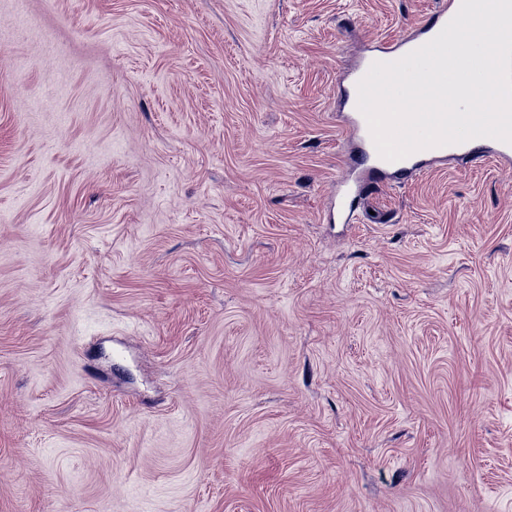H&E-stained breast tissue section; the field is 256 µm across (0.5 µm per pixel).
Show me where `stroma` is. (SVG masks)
<instances>
[{
	"mask_svg": "<svg viewBox=\"0 0 512 512\" xmlns=\"http://www.w3.org/2000/svg\"><path fill=\"white\" fill-rule=\"evenodd\" d=\"M442 3L0 0V512H512V161L327 220Z\"/></svg>",
	"mask_w": 512,
	"mask_h": 512,
	"instance_id": "obj_1",
	"label": "stroma"
}]
</instances>
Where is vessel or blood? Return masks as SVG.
Wrapping results in <instances>:
<instances>
[{"instance_id":"1","label":"vessel or blood","mask_w":512,"mask_h":512,"mask_svg":"<svg viewBox=\"0 0 512 512\" xmlns=\"http://www.w3.org/2000/svg\"><path fill=\"white\" fill-rule=\"evenodd\" d=\"M457 5V0H448L444 9H441L428 24L411 35V42L423 43L433 40L446 26L449 13L455 11ZM349 127L358 136L362 145L361 153L354 164L355 171L348 176L349 181L359 186L374 179L382 181L402 177L434 161L462 158L475 149L483 150L485 155L501 160L512 159V144L491 137H477L458 144L422 149L403 159L389 161L379 155L367 120L359 109L351 110Z\"/></svg>"}]
</instances>
